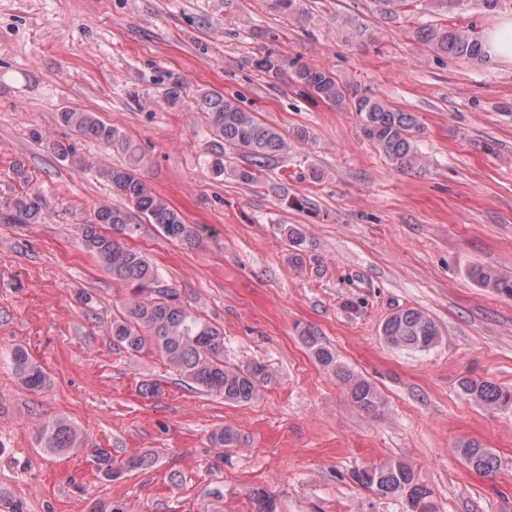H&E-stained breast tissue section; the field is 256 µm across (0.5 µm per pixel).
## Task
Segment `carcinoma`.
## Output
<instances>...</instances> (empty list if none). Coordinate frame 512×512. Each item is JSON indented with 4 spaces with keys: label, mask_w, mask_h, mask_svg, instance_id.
<instances>
[{
    "label": "carcinoma",
    "mask_w": 512,
    "mask_h": 512,
    "mask_svg": "<svg viewBox=\"0 0 512 512\" xmlns=\"http://www.w3.org/2000/svg\"><path fill=\"white\" fill-rule=\"evenodd\" d=\"M376 2L384 18L395 20L402 15L425 12L445 16L472 0ZM273 5L290 23L303 26L311 20L300 0H273ZM336 25L357 41L369 36V27L357 18L338 16ZM413 34L439 55L475 66L487 62L482 39L470 29L426 24L413 30ZM252 65L268 73L276 74L282 70L281 60L269 51L254 58ZM291 79L312 90L324 102L356 113L362 138L396 170L412 171L424 167V157L417 143L423 127L414 113L391 107L371 88L339 84L334 73L324 67L295 63ZM197 101L211 133L224 141V151L240 155L247 162L245 166L226 167L222 158H215L212 172L218 177L226 174L244 184L255 183L262 168L288 152L292 142H305L310 138V132L305 128H296L286 134L259 120L255 113L244 110L235 98L205 92ZM58 118L63 126L76 134L99 142L124 157L123 163L99 168L97 174L128 206L98 204L81 233L86 250L127 290L121 309L112 316V344L129 354L145 350L158 352L163 360L191 381L195 389L222 396L227 402L253 400L269 377L266 367L253 364L235 368L224 364L223 332L188 312L180 293L164 284L147 258L126 243V239L136 232L138 223L146 222L158 225L169 240L191 247L200 235L198 225L186 223L182 214L144 179L141 174L144 155L126 133L105 124L93 112L65 110L58 113ZM42 210L41 194L28 188L8 203L7 211L0 212V220L7 224H31L40 219ZM281 231L293 250L292 258L297 263L303 262L302 252L307 240L302 229L283 224ZM468 276L483 288L512 295V279L480 265L471 266ZM380 335L394 349L422 352L438 343L440 329L427 314L407 308L390 315L383 323ZM301 336L317 362L347 388L358 408L366 412L379 411L382 398L371 382L338 361L336 353L320 341L314 330L304 329ZM9 360L23 386L33 391L46 386V372L25 349L11 350ZM459 386L464 395L484 406L512 410V390L509 388L489 379L475 378H465ZM211 439L221 448L239 441L238 434L230 427L216 430ZM39 442L41 447L53 453L74 454L87 449L80 430L65 418L44 423L39 430ZM90 452L104 477L114 478L121 474L109 450L92 448ZM455 452L476 471L491 476L500 469L498 456L475 441L459 443ZM350 478L377 497L399 499L405 512H436L430 490L418 482L413 467L407 463L398 461L357 468Z\"/></svg>",
    "instance_id": "carcinoma-1"
}]
</instances>
